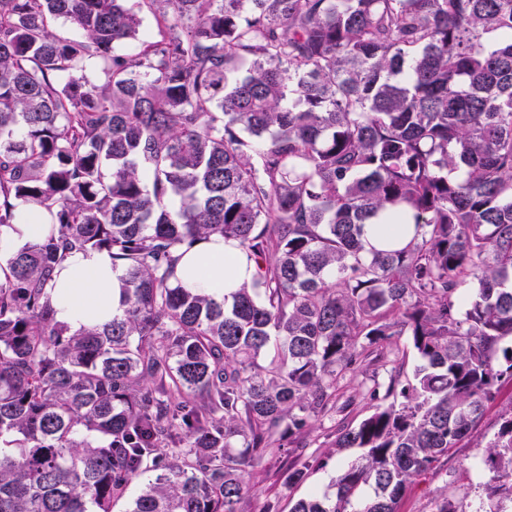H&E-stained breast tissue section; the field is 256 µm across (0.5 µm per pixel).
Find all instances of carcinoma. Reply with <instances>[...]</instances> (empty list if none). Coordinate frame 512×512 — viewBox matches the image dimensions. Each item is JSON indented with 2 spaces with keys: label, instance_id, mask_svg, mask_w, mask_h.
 Instances as JSON below:
<instances>
[{
  "label": "carcinoma",
  "instance_id": "obj_1",
  "mask_svg": "<svg viewBox=\"0 0 512 512\" xmlns=\"http://www.w3.org/2000/svg\"><path fill=\"white\" fill-rule=\"evenodd\" d=\"M21 202L50 231L0 280V512H112L147 471L128 512H239L389 314L413 380L292 512H397L512 383V0H0V226ZM382 212L414 235L368 253ZM212 235L255 264L220 301L173 281ZM88 249L125 309L71 332L46 288ZM489 448L512 501V406ZM154 478L153 472H148L134 479L122 496L112 500V512H126L129 510L130 503L140 493L143 486L149 479Z\"/></svg>",
  "mask_w": 512,
  "mask_h": 512
}]
</instances>
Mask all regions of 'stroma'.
<instances>
[{"label": "stroma", "instance_id": "stroma-1", "mask_svg": "<svg viewBox=\"0 0 512 512\" xmlns=\"http://www.w3.org/2000/svg\"><path fill=\"white\" fill-rule=\"evenodd\" d=\"M419 359L408 337L394 336L375 348L365 364L357 366L340 381L336 405L329 412L313 418L308 434L300 445L285 440L279 451L261 463L246 467L245 477L255 491L240 504V512H260L264 503H274L277 512H291L293 504L306 497L311 489L326 488L340 472L342 465L355 461L360 452L355 448L336 451L332 446L337 429L356 425L372 410L367 392L372 380L387 381L390 374L411 377ZM512 401V385H504L497 402L486 412L474 437L452 449L443 458L436 473L408 491L399 504V512H430L436 499L453 497L458 512H489L490 503L484 492L489 472L484 464L487 442L498 428L500 415ZM309 461L310 476L297 487L288 489L281 483L282 473L296 460Z\"/></svg>", "mask_w": 512, "mask_h": 512}]
</instances>
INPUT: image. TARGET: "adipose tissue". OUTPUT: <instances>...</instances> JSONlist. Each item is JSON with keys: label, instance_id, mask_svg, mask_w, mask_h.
<instances>
[{"label": "adipose tissue", "instance_id": "adipose-tissue-1", "mask_svg": "<svg viewBox=\"0 0 512 512\" xmlns=\"http://www.w3.org/2000/svg\"><path fill=\"white\" fill-rule=\"evenodd\" d=\"M17 224L0 226V279L9 271L14 252L28 242L44 238L43 214L22 204ZM254 273L247 267L235 242L211 236L197 242L179 261L176 280L184 288L220 299L247 281ZM121 268L104 251L70 253L54 274L50 294L55 319L70 330L110 322L124 311Z\"/></svg>", "mask_w": 512, "mask_h": 512}]
</instances>
